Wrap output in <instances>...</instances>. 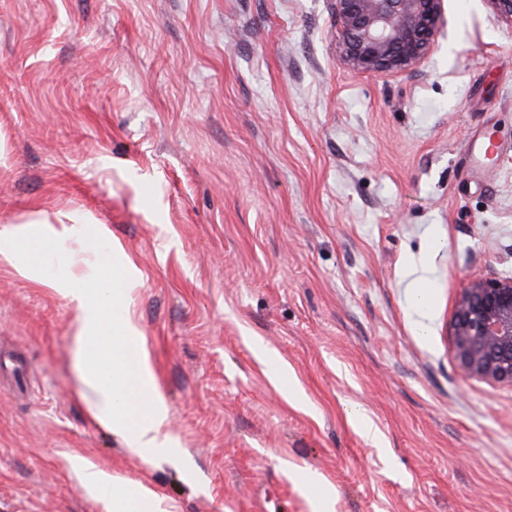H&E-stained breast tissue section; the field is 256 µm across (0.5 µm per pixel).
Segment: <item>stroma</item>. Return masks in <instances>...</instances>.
<instances>
[{
	"mask_svg": "<svg viewBox=\"0 0 512 512\" xmlns=\"http://www.w3.org/2000/svg\"><path fill=\"white\" fill-rule=\"evenodd\" d=\"M334 35L333 0H0V225L121 244L179 444L148 464L91 418L74 313L2 265L0 512H106L85 460L163 512H512V387L449 337L512 275V26L447 0L381 76Z\"/></svg>",
	"mask_w": 512,
	"mask_h": 512,
	"instance_id": "1",
	"label": "stroma"
}]
</instances>
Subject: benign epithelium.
<instances>
[{
	"label": "benign epithelium",
	"instance_id": "7a95c632",
	"mask_svg": "<svg viewBox=\"0 0 512 512\" xmlns=\"http://www.w3.org/2000/svg\"><path fill=\"white\" fill-rule=\"evenodd\" d=\"M445 0H334L341 64L372 76L417 66L434 44ZM512 25V0H488ZM456 365L466 378L512 386V278L474 279L450 322Z\"/></svg>",
	"mask_w": 512,
	"mask_h": 512
}]
</instances>
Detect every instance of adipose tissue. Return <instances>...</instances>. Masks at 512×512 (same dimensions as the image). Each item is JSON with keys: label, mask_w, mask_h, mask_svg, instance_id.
Segmentation results:
<instances>
[{"label": "adipose tissue", "mask_w": 512, "mask_h": 512, "mask_svg": "<svg viewBox=\"0 0 512 512\" xmlns=\"http://www.w3.org/2000/svg\"><path fill=\"white\" fill-rule=\"evenodd\" d=\"M85 223L80 213L61 211L51 220L1 225L0 263L54 288L67 302L78 323L74 355L92 418L120 434L143 461L161 462L176 446L165 431L168 408L153 381L149 353L126 314L127 278L134 265L114 242L81 259L64 250L63 242L82 234ZM135 397L145 410L134 417L129 405ZM82 480L107 512H162L146 487L126 484L92 463H85Z\"/></svg>", "instance_id": "1"}]
</instances>
